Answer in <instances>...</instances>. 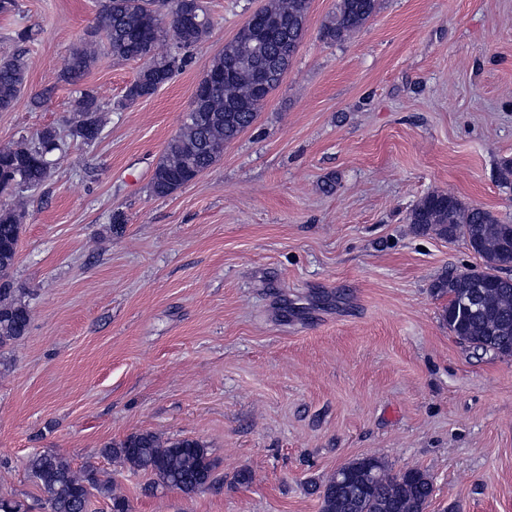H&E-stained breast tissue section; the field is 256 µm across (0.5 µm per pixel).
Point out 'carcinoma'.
<instances>
[{
  "mask_svg": "<svg viewBox=\"0 0 512 512\" xmlns=\"http://www.w3.org/2000/svg\"><path fill=\"white\" fill-rule=\"evenodd\" d=\"M379 0H337L336 13L319 32L327 44L350 39L376 12ZM309 0H269L264 12L277 37L259 39L241 31L224 44L208 69L220 75L198 96L183 116L179 132L169 141L153 169L150 192L168 197L210 169L224 145L237 139L256 120L268 96L277 89L305 32ZM99 23L104 40L87 42L65 58L58 80L80 85L103 55L114 61L141 63L124 100L134 103L152 96L188 63L189 52L209 36L213 21L206 5L194 18H174L165 0H102ZM28 62L21 55L0 58V111L18 102ZM103 98L81 90L75 110L82 119L70 136L86 144L97 141L102 128L97 112ZM33 146L20 141L0 148V191L21 192L44 184L61 155L67 136L54 127L36 134ZM25 210L21 199L0 205V347L25 336L31 321L26 302L15 298L9 276L17 259ZM409 223L419 233L444 239L461 238L485 263V270L466 278L444 274L433 293L448 297L441 318L448 332L494 359L512 358V278L499 270L512 264V224L479 207L468 206L445 191H432L411 209ZM103 454L132 470L154 476L145 493L178 490L188 496L220 486L210 449L191 438L163 439L151 431L134 432L103 448ZM24 466L41 492L46 512H90L93 495L110 503V512H131L127 497L111 475L87 466L76 469L64 456L39 452ZM343 483L330 477L320 491L321 512H427L433 498L431 477L419 468L394 474L382 458L371 455L344 464Z\"/></svg>",
  "mask_w": 512,
  "mask_h": 512,
  "instance_id": "obj_1",
  "label": "carcinoma"
}]
</instances>
